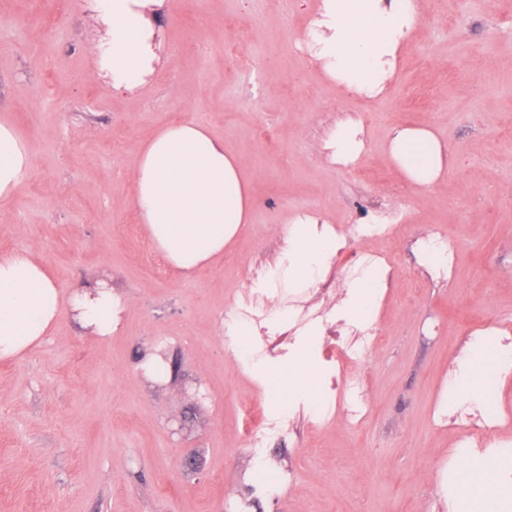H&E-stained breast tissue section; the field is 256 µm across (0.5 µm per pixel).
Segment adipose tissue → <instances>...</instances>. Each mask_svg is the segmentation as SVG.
Instances as JSON below:
<instances>
[{"label":"adipose tissue","mask_w":512,"mask_h":512,"mask_svg":"<svg viewBox=\"0 0 512 512\" xmlns=\"http://www.w3.org/2000/svg\"><path fill=\"white\" fill-rule=\"evenodd\" d=\"M164 0H95L97 20L107 37L92 47L113 90L144 85L161 57L155 18ZM419 21L418 0H316L303 45L325 78L342 91L382 97L400 53ZM361 123H336L324 142L337 164L355 162L364 152ZM392 163L414 186H434L448 170V150L426 127L395 129L389 139ZM33 168L31 151L10 121H0V206L9 204ZM133 204L149 241L179 274L189 277L224 253L249 223L254 201L250 181L237 158L203 125L169 124L144 141L134 168ZM287 250L258 283L278 289L308 287L340 248L335 230L314 216L293 218ZM386 288V271L375 264L351 288L342 306L347 320L372 316ZM127 308L110 281L96 279L63 288L33 253L0 256V361L27 355L70 320L105 340L120 331ZM495 344L472 345L454 384L458 404L484 405L493 370L511 366ZM512 500V461L473 460L459 470L452 512H501Z\"/></svg>","instance_id":"ef3b65f1"}]
</instances>
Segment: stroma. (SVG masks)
<instances>
[{
  "mask_svg": "<svg viewBox=\"0 0 512 512\" xmlns=\"http://www.w3.org/2000/svg\"><path fill=\"white\" fill-rule=\"evenodd\" d=\"M421 19L385 100L330 87L296 40L309 12L270 0H167L163 63L142 89L114 91L90 52L106 36L93 0H0V120L33 154L0 210V254L36 255L67 288L100 272L127 301L102 341L62 322L22 359L0 362V512H445L448 464L465 432L448 376L474 336L512 338V0H421ZM362 121L348 167L321 148L339 120ZM192 120L224 141L251 180V224L223 259L177 276L132 200L141 144ZM431 126L451 153L444 179L412 187L391 164L392 129ZM402 224L391 243L357 222ZM318 215L344 244L302 292L263 299L271 336L241 358L224 316L282 255L291 218ZM441 231L435 275L419 246ZM387 269L374 316L382 348L351 363L322 324L361 278ZM289 310L275 320L273 308ZM328 381L362 378L366 417L347 424L335 389L282 388L298 343ZM159 351L171 380L138 364ZM487 414L512 438V374L496 373ZM291 413H283V405ZM269 426L250 447L252 421ZM265 463L279 480L253 476Z\"/></svg>",
  "mask_w": 512,
  "mask_h": 512,
  "instance_id": "1",
  "label": "stroma"
}]
</instances>
